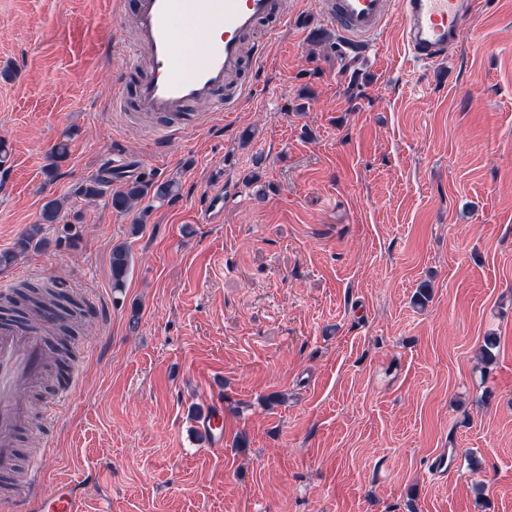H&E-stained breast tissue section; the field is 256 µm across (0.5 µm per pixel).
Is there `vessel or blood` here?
<instances>
[{
    "instance_id": "1",
    "label": "vessel or blood",
    "mask_w": 512,
    "mask_h": 512,
    "mask_svg": "<svg viewBox=\"0 0 512 512\" xmlns=\"http://www.w3.org/2000/svg\"><path fill=\"white\" fill-rule=\"evenodd\" d=\"M469 8V0H333L324 18L335 26L343 48L356 52L375 43L392 14H399L403 51L413 61L430 65L447 58L449 47L464 32ZM285 21L279 0H137L136 37L126 54L132 62L143 51L149 58L137 85L139 110L170 118L172 130L179 132L187 104L233 109L250 93L245 82L234 93L226 91L242 66L243 37L262 23L278 28ZM197 25L211 35L198 55L189 57L181 41ZM43 333L40 324L0 321V475L15 467V437L26 423L24 392L40 381L49 360ZM49 455L45 449L30 460L24 492L36 497V512H83L64 481L57 483L53 499L37 498Z\"/></svg>"
}]
</instances>
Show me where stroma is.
Wrapping results in <instances>:
<instances>
[{"label":"stroma","instance_id":"stroma-1","mask_svg":"<svg viewBox=\"0 0 512 512\" xmlns=\"http://www.w3.org/2000/svg\"><path fill=\"white\" fill-rule=\"evenodd\" d=\"M132 2L0 0V251L64 201L0 279L89 305L19 439L51 451L44 496L65 480L85 512H512V0H476L426 68L399 17L348 53L317 0H290L250 96L191 106L198 127L162 144L112 109L136 78ZM100 175L101 196L75 195ZM171 178L174 200L113 210L126 182ZM75 219L78 247L59 244ZM214 407L220 442L198 428ZM130 267L129 251L123 246L112 249V288H124L125 277Z\"/></svg>","mask_w":512,"mask_h":512}]
</instances>
